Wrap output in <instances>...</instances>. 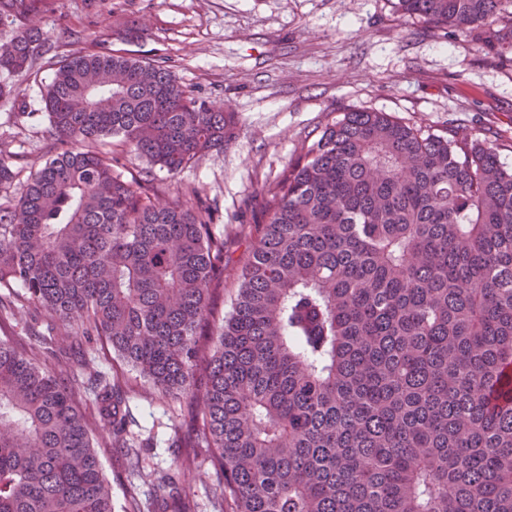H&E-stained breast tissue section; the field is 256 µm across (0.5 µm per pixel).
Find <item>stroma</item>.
<instances>
[{
    "label": "stroma",
    "mask_w": 512,
    "mask_h": 512,
    "mask_svg": "<svg viewBox=\"0 0 512 512\" xmlns=\"http://www.w3.org/2000/svg\"><path fill=\"white\" fill-rule=\"evenodd\" d=\"M20 27L40 28L49 54L124 49L167 61L178 81L235 113L234 139L180 173L125 154L124 179L149 174L160 203H206L224 227V282L214 306L231 308L264 189L343 112L372 109L454 139L495 144L512 168V59L484 54L464 36L397 13L395 0H33ZM52 70L13 77L0 102V155L15 165L0 206L13 203L53 153L44 96ZM121 375L134 418L128 438L153 472L176 469L173 442L191 438L197 398L147 396L135 371L102 352ZM101 427L93 445L122 512L127 458Z\"/></svg>",
    "instance_id": "stroma-1"
}]
</instances>
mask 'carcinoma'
Wrapping results in <instances>:
<instances>
[{
    "mask_svg": "<svg viewBox=\"0 0 512 512\" xmlns=\"http://www.w3.org/2000/svg\"><path fill=\"white\" fill-rule=\"evenodd\" d=\"M512 0H397L398 11L512 53ZM0 0V99L37 62L54 155L0 207V286L51 319L26 351L0 340V512H114L91 433L130 474V413L94 356L112 347L154 392L190 391L211 344L195 435L178 452L214 512H512V169L498 148L350 110L265 190L232 310L210 306L224 230L114 172L109 139L169 173L224 147L216 111L169 67L123 50L45 56ZM21 305L0 296V323ZM56 362L44 370L38 359ZM93 387L95 418L75 405ZM165 512H196L178 476Z\"/></svg>",
    "mask_w": 512,
    "mask_h": 512,
    "instance_id": "1",
    "label": "carcinoma"
}]
</instances>
